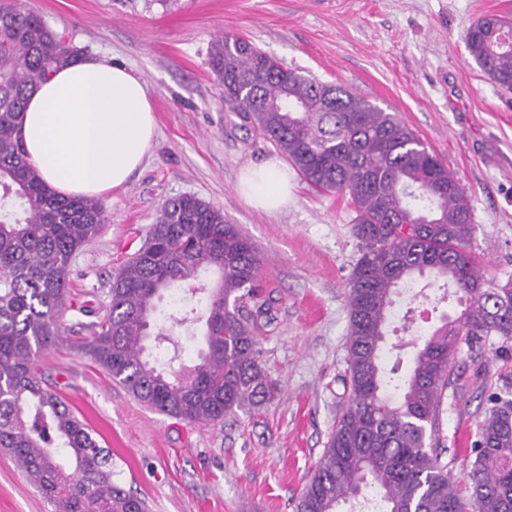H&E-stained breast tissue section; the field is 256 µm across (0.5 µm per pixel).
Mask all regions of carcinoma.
<instances>
[{
    "mask_svg": "<svg viewBox=\"0 0 512 512\" xmlns=\"http://www.w3.org/2000/svg\"><path fill=\"white\" fill-rule=\"evenodd\" d=\"M468 53L495 86L512 91V20L487 15L465 31ZM78 59L63 35L17 0H0V448L57 512H147L112 480L110 454L43 382L38 354L61 336L77 251L105 222L96 197H64L26 157L19 127L30 95ZM224 101L241 112L310 186L353 207L361 255L348 279V405L295 512H341L371 485L383 512H512V398L489 395L475 458L460 488L441 461V406L461 345L512 341V281L480 274L467 250L470 198L426 142L394 112L285 68L251 41L211 44ZM217 274L208 293L206 348L188 372L146 356L162 291ZM430 273L454 288L445 316L407 373L385 376V331L400 287ZM109 314L81 346L148 407L216 424L277 391L256 331L270 305L259 257L224 209L192 195L167 200L110 288Z\"/></svg>",
    "mask_w": 512,
    "mask_h": 512,
    "instance_id": "cac0c4a2",
    "label": "carcinoma"
}]
</instances>
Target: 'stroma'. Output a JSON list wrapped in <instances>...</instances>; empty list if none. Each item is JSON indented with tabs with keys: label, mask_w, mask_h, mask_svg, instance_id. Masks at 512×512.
Masks as SVG:
<instances>
[{
	"label": "stroma",
	"mask_w": 512,
	"mask_h": 512,
	"mask_svg": "<svg viewBox=\"0 0 512 512\" xmlns=\"http://www.w3.org/2000/svg\"><path fill=\"white\" fill-rule=\"evenodd\" d=\"M85 55L126 66L152 93L157 136L150 156L104 197L106 221L77 253L60 316L61 342L40 356L74 414L112 458L114 479L147 512H294L348 401V278L360 255L355 212L345 197L292 174L287 209L266 214L240 196L241 170L276 156L224 101L208 64L215 37L251 40L285 68L342 86L399 116L447 164L471 199L468 244L485 279L512 280V91L493 85L472 61L464 35L483 15L512 14V0H20ZM184 194L222 207L261 259L271 322L258 332L261 359L280 386L257 409L202 425L139 402L77 345L109 308L120 263L138 248L163 203ZM188 287L163 291L153 327L194 366L202 327L176 324ZM205 302V295H198ZM88 306L82 314L80 306ZM408 332L395 306L384 368L409 366L416 343L450 302L421 300ZM468 387L446 392L441 460L462 476L474 460L489 392L512 378V345L490 337L461 350ZM0 512H54L14 458L0 450Z\"/></svg>",
	"instance_id": "stroma-1"
}]
</instances>
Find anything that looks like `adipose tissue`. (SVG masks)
<instances>
[{"instance_id":"ef3b65f1","label":"adipose tissue","mask_w":512,"mask_h":512,"mask_svg":"<svg viewBox=\"0 0 512 512\" xmlns=\"http://www.w3.org/2000/svg\"><path fill=\"white\" fill-rule=\"evenodd\" d=\"M21 134L28 160L66 196L104 197L126 184L153 147L146 83L93 56L53 72L30 98ZM239 189L268 213L287 207L288 169L278 158L244 167Z\"/></svg>"}]
</instances>
